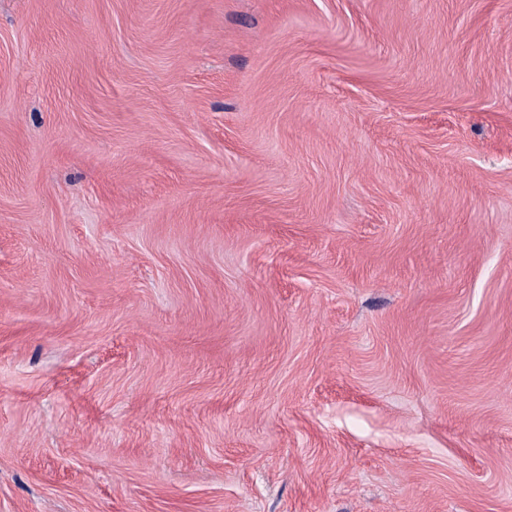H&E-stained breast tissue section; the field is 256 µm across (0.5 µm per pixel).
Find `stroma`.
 <instances>
[{
	"mask_svg": "<svg viewBox=\"0 0 512 512\" xmlns=\"http://www.w3.org/2000/svg\"><path fill=\"white\" fill-rule=\"evenodd\" d=\"M0 512H512V0H0Z\"/></svg>",
	"mask_w": 512,
	"mask_h": 512,
	"instance_id": "35a3bbf8",
	"label": "stroma"
}]
</instances>
